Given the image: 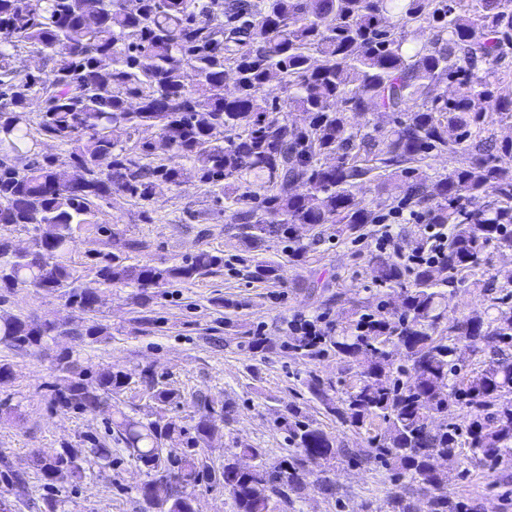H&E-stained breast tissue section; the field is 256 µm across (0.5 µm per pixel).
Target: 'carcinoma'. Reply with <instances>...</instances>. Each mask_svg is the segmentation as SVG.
Segmentation results:
<instances>
[{"label":"carcinoma","mask_w":512,"mask_h":512,"mask_svg":"<svg viewBox=\"0 0 512 512\" xmlns=\"http://www.w3.org/2000/svg\"><path fill=\"white\" fill-rule=\"evenodd\" d=\"M512 0H0V227H21L36 247L22 252L0 232V297L34 288L81 315L97 311L101 289L131 286L146 301L176 282L211 274L224 253L202 250L179 263H131L143 248L100 224L112 197L141 205L156 189L199 182L227 206L220 210L235 236L259 247L297 243V229L334 224L352 236L373 221L356 191L376 161L405 185L404 204L421 208L427 224L448 228L439 256L407 264L372 257L375 308H352L341 327L323 336L299 334L288 350L310 361L332 354L357 368L344 396L317 375L307 392L336 423L362 430L378 420L371 450L353 457L321 428L291 412L280 422L295 454L270 471L260 448L237 453L214 473L202 448L216 427L198 417L195 436L165 415L178 394L149 370L106 367L91 379L74 351L53 366L64 411L108 415L117 440L144 468L140 495L158 512H193V490L219 481L236 512H272V495L299 497L305 464L342 456L394 465L425 500V512H477L448 495L437 455L494 465L512 457V273L483 283L486 311L448 317V289L479 265L492 244L512 254V141L498 142L485 113L512 119V99L495 96L509 76ZM29 55L33 69L19 65ZM233 89L225 85L227 72ZM454 85L448 95L445 82ZM286 112L306 114L288 123ZM370 112L392 125L353 132ZM122 131L126 140L118 138ZM154 131L151 138L138 134ZM42 140L65 159L38 151ZM464 164L432 176L421 166L439 154ZM93 224L100 248L89 254L95 278L78 283L66 261L74 232ZM249 276L274 280L278 267L254 264ZM109 335L96 322L57 326L0 310V344L38 350L50 336L94 343ZM488 356L463 376L460 343ZM138 379L158 406L154 419L112 413V396ZM434 407L439 425L423 404ZM452 406L469 418L448 421ZM89 459L63 448L36 459L48 485L78 480Z\"/></svg>","instance_id":"cac0c4a2"}]
</instances>
